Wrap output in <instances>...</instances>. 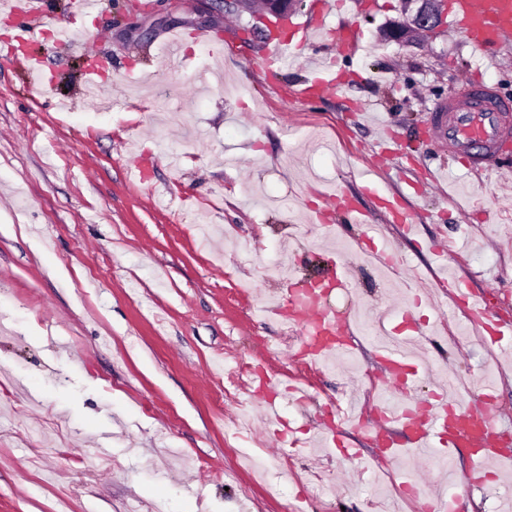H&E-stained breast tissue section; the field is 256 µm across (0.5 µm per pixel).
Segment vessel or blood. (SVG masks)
Returning a JSON list of instances; mask_svg holds the SVG:
<instances>
[{"label":"vessel or blood","instance_id":"1","mask_svg":"<svg viewBox=\"0 0 512 512\" xmlns=\"http://www.w3.org/2000/svg\"><path fill=\"white\" fill-rule=\"evenodd\" d=\"M334 8V0H314L311 30L324 28ZM8 10L28 17L29 22L19 27L13 40L0 44L1 55L21 56V43L33 38L45 25L52 26L58 43L73 45L71 31L55 21L47 0H10ZM450 17L466 41L482 52L512 35V0H451ZM311 30L274 38L266 55L268 63L296 57L302 45L310 42ZM21 58L32 89L40 90L41 60L34 56ZM464 84L465 95L452 92L434 104V138L454 149L466 168L498 169L501 155L512 149V99L472 77L466 78ZM338 85V76L324 70L295 98L301 103L316 101ZM330 214L335 215L336 221L327 224V232L351 238L355 251L373 250L398 260V253L386 246L379 225L371 222L367 212L350 199L342 186H334L326 194L317 218L325 221ZM357 224L363 226V233L350 236V227ZM333 266L330 280L289 284L286 300L288 321L299 326L303 334L307 364L322 370L353 354L358 346L349 315L336 312L327 302L329 288L348 284L347 263L337 258ZM447 288L449 295L469 311L480 343L498 341L501 335L512 331V325L500 322L491 312L486 295L461 287L452 279ZM419 303V298H412L398 310L385 311L377 318L379 329L391 343L379 349L382 367L376 380L380 386L397 388L398 403L367 412L357 410L353 416L363 423L367 441L381 448L389 461L410 457L426 461L436 448L451 456L463 450L467 453V484L498 480L504 465L512 463V432L505 430L500 421L497 384L485 381L468 405H459L449 396L445 382L412 349L425 333V325L415 312ZM421 387L426 390L422 396L417 393ZM412 487L422 496L425 512H462V494L431 492L418 481Z\"/></svg>","mask_w":512,"mask_h":512}]
</instances>
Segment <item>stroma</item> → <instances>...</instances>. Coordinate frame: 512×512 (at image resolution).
I'll use <instances>...</instances> for the list:
<instances>
[{
    "mask_svg": "<svg viewBox=\"0 0 512 512\" xmlns=\"http://www.w3.org/2000/svg\"><path fill=\"white\" fill-rule=\"evenodd\" d=\"M127 0L91 16L51 0L75 43L40 36L42 98L26 72L0 58V512H380L378 469L342 479L344 462L316 444L283 466L248 398L254 352L279 367L301 336L248 314L236 281L273 305L292 251H308L297 278H328L317 195L343 188L417 274L391 275L347 254L350 288L329 296L383 309L419 292L434 328L419 342L461 385L486 374L464 309L435 281L420 244L445 240L464 284L512 321V179L471 172L430 144L433 100L463 74L512 97V39L487 56L451 21L428 38L386 39L401 0H345L329 30L351 23L358 52L337 58L316 35L294 62L268 71L266 42L249 15L195 0L130 30ZM217 36L208 54L187 41L176 66L158 53L173 30ZM95 52L104 106L82 96ZM336 60L342 89L301 108L290 98L312 70ZM401 138L407 177L375 165L383 127ZM416 222L403 237L381 196ZM376 348L361 341L340 370L311 376L313 398L280 401L293 427L315 426L345 393L365 396ZM270 464L277 497L250 486L244 459ZM466 512H512V474L467 490Z\"/></svg>",
    "mask_w": 512,
    "mask_h": 512,
    "instance_id": "stroma-1",
    "label": "stroma"
}]
</instances>
